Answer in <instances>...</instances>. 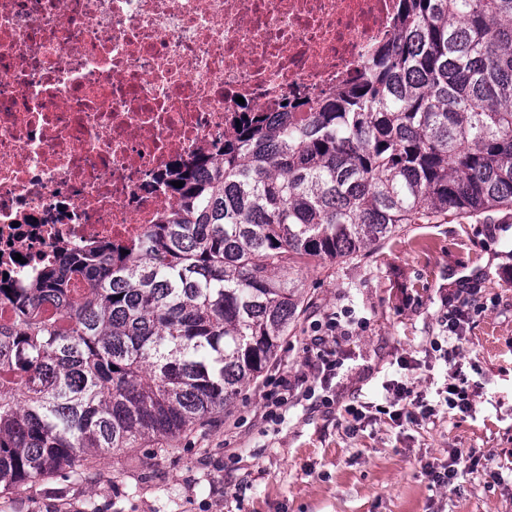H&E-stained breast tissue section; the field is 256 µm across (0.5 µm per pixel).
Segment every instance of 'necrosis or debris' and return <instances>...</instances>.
<instances>
[{
	"label": "necrosis or debris",
	"mask_w": 512,
	"mask_h": 512,
	"mask_svg": "<svg viewBox=\"0 0 512 512\" xmlns=\"http://www.w3.org/2000/svg\"><path fill=\"white\" fill-rule=\"evenodd\" d=\"M400 0H0V275L142 237L176 161L215 152L244 98L345 87Z\"/></svg>",
	"instance_id": "1"
}]
</instances>
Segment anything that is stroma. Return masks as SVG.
<instances>
[{"label":"stroma","mask_w":512,"mask_h":512,"mask_svg":"<svg viewBox=\"0 0 512 512\" xmlns=\"http://www.w3.org/2000/svg\"><path fill=\"white\" fill-rule=\"evenodd\" d=\"M512 207L473 218L410 224L370 252L306 274L307 299L273 366L228 410L197 424L174 449L139 447L94 459L67 480L48 478L0 493V512H512V481L490 470L512 464ZM479 289L480 309L458 361L477 380L474 410L461 416L443 395L449 368L431 348L444 336L448 295ZM340 328L328 331L329 316ZM328 336L338 363L327 390L308 363L312 336ZM409 358L413 369H399ZM286 367L299 392L281 420L266 421L260 393ZM423 392L427 418L390 419L382 385ZM366 404L357 432L349 405ZM479 458L454 490L427 465L454 449Z\"/></svg>","instance_id":"1"}]
</instances>
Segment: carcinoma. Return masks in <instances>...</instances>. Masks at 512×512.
I'll list each match as a JSON object with an SVG mask.
<instances>
[{
	"mask_svg": "<svg viewBox=\"0 0 512 512\" xmlns=\"http://www.w3.org/2000/svg\"><path fill=\"white\" fill-rule=\"evenodd\" d=\"M401 2L352 87L246 117L167 173L172 202L141 239L0 280V487L227 409L295 327L309 264L512 206V0Z\"/></svg>",
	"mask_w": 512,
	"mask_h": 512,
	"instance_id": "carcinoma-1",
	"label": "carcinoma"
}]
</instances>
